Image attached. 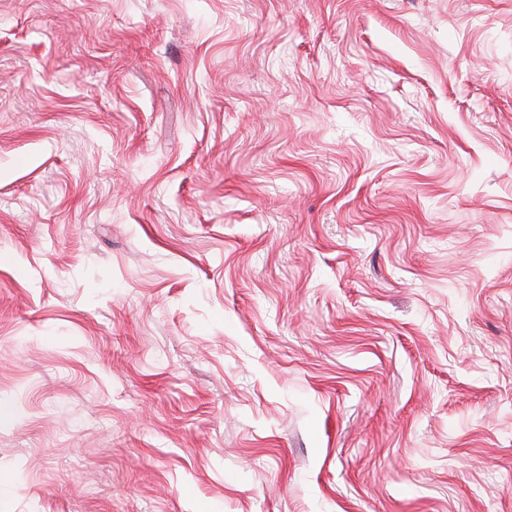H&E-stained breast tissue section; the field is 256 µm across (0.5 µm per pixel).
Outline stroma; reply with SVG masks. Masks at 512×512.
<instances>
[{
	"label": "stroma",
	"instance_id": "35a3bbf8",
	"mask_svg": "<svg viewBox=\"0 0 512 512\" xmlns=\"http://www.w3.org/2000/svg\"><path fill=\"white\" fill-rule=\"evenodd\" d=\"M0 512H512V0H0Z\"/></svg>",
	"mask_w": 512,
	"mask_h": 512
}]
</instances>
